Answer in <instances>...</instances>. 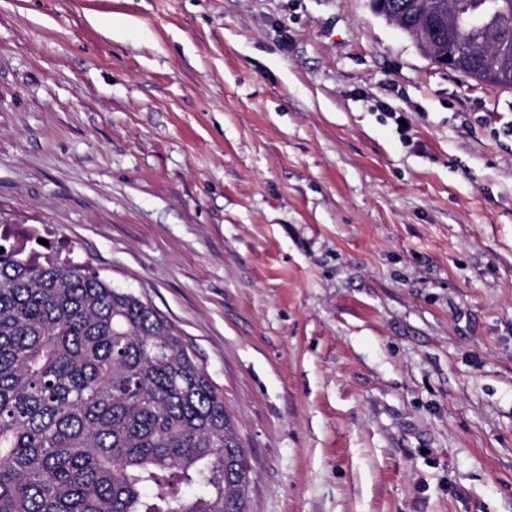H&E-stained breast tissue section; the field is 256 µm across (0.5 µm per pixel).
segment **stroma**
<instances>
[{
    "instance_id": "1",
    "label": "stroma",
    "mask_w": 512,
    "mask_h": 512,
    "mask_svg": "<svg viewBox=\"0 0 512 512\" xmlns=\"http://www.w3.org/2000/svg\"><path fill=\"white\" fill-rule=\"evenodd\" d=\"M0 222L174 325L248 512H512V88L370 0H0ZM434 32L435 27L431 22L426 23L425 25L417 26L415 29L416 35L424 43L425 47H432L431 59L434 61V63L440 67L444 66L450 70H453V66L451 62L448 60V55L440 54L437 48L433 46Z\"/></svg>"
}]
</instances>
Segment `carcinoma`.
I'll list each match as a JSON object with an SVG mask.
<instances>
[{"label": "carcinoma", "mask_w": 512, "mask_h": 512, "mask_svg": "<svg viewBox=\"0 0 512 512\" xmlns=\"http://www.w3.org/2000/svg\"><path fill=\"white\" fill-rule=\"evenodd\" d=\"M438 31L458 73L512 48V0ZM0 235V512H247L224 397L175 327L88 269ZM498 8L499 1L497 0H480L474 10L457 19V24L464 31L482 29L497 12Z\"/></svg>", "instance_id": "carcinoma-1"}]
</instances>
